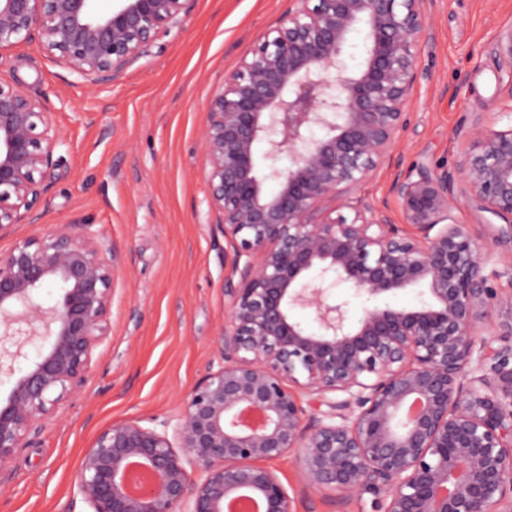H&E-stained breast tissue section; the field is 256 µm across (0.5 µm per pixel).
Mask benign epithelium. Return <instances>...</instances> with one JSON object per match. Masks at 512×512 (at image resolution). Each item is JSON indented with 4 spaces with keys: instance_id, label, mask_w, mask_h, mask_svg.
Here are the masks:
<instances>
[{
    "instance_id": "benign-epithelium-1",
    "label": "benign epithelium",
    "mask_w": 512,
    "mask_h": 512,
    "mask_svg": "<svg viewBox=\"0 0 512 512\" xmlns=\"http://www.w3.org/2000/svg\"><path fill=\"white\" fill-rule=\"evenodd\" d=\"M189 0H0V51L36 40L46 57L93 84L116 80L187 13ZM208 105L203 146L211 204L231 251L224 264L223 364L174 419L103 429L86 449L74 495L90 512H226L243 496L261 512H296L265 462L295 455L304 487L380 512H512V255L492 254L450 221L462 195L508 221L512 240V27L497 36L502 114L476 127L450 171L397 175L390 192L421 236L387 207L346 198L390 158L420 79L428 0H293ZM365 31L359 69L350 36ZM314 128L325 131L313 139ZM60 143L45 103L0 79V236L37 224L42 177ZM264 157L285 170L259 172ZM278 183L270 192L266 181ZM343 199L353 217L313 220ZM118 264L89 225H62L0 254V470L78 394L108 335ZM343 284L363 299L348 317ZM427 287L405 309L398 292ZM57 290L44 306L42 290ZM308 312L310 323L293 311ZM17 372L1 358L24 356ZM327 406L312 411L299 393ZM365 50V35L363 31L352 34L344 54L347 74L355 72L363 59Z\"/></svg>"
}]
</instances>
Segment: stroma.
I'll list each match as a JSON object with an SVG mask.
<instances>
[{
  "mask_svg": "<svg viewBox=\"0 0 512 512\" xmlns=\"http://www.w3.org/2000/svg\"><path fill=\"white\" fill-rule=\"evenodd\" d=\"M290 0H190L189 10L149 53L115 81L90 85L50 61L40 44L0 52V78L43 96L59 138L48 170L39 224L0 236V253L36 230L86 224L119 263L110 333L94 352L80 394L64 402L42 431L0 471V512H85L73 479L85 448L112 423L178 414L193 387L222 359L224 251L221 216L210 206L202 147L208 105L224 74L274 27ZM424 76L407 108L393 162L355 195L383 204L407 226L388 192L397 173L425 164L452 168L466 131L500 110L496 36L512 26V0H430ZM451 216L493 254L512 252L502 219L463 197ZM298 512H377L373 495L342 501L327 489L306 493L295 458L272 461Z\"/></svg>",
  "mask_w": 512,
  "mask_h": 512,
  "instance_id": "1",
  "label": "stroma"
}]
</instances>
